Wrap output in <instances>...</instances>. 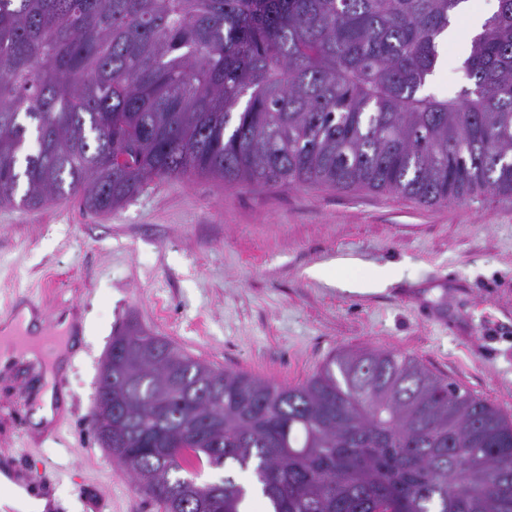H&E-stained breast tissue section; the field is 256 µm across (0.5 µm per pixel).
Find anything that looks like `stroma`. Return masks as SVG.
I'll use <instances>...</instances> for the list:
<instances>
[{
	"instance_id": "1",
	"label": "stroma",
	"mask_w": 512,
	"mask_h": 512,
	"mask_svg": "<svg viewBox=\"0 0 512 512\" xmlns=\"http://www.w3.org/2000/svg\"><path fill=\"white\" fill-rule=\"evenodd\" d=\"M469 51L462 36L442 44L429 92L460 90ZM315 266L392 275L351 293L309 276ZM19 292L86 328L51 434L30 425L42 372L0 373V453L36 482L56 466L54 512H161L92 430L102 361L131 321L202 362L286 385L347 348L410 355L512 417V200L489 194L426 207L397 193L195 177L152 182L104 215L76 196L0 206V314Z\"/></svg>"
}]
</instances>
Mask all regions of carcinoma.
Segmentation results:
<instances>
[{
	"label": "carcinoma",
	"instance_id": "cac0c4a2",
	"mask_svg": "<svg viewBox=\"0 0 512 512\" xmlns=\"http://www.w3.org/2000/svg\"><path fill=\"white\" fill-rule=\"evenodd\" d=\"M459 2L0 0V206L110 213L193 176L511 200L512 0L468 86L426 89ZM110 349L131 379H99L127 414L111 455L164 512L185 486L240 512L245 473L271 512H512V419L413 357L342 350L288 386L136 323Z\"/></svg>",
	"mask_w": 512,
	"mask_h": 512
}]
</instances>
